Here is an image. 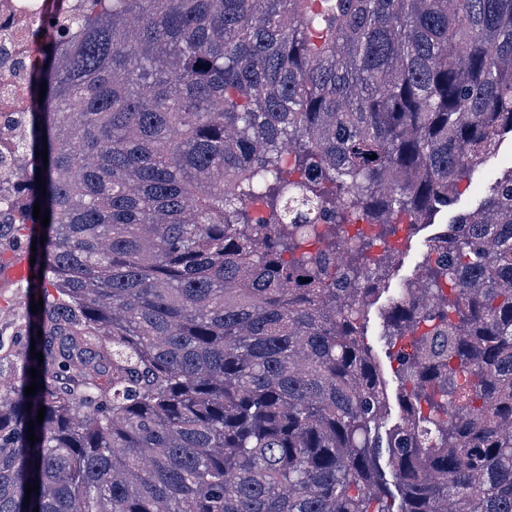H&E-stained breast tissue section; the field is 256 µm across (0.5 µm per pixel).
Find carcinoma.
<instances>
[{"instance_id":"1","label":"carcinoma","mask_w":512,"mask_h":512,"mask_svg":"<svg viewBox=\"0 0 512 512\" xmlns=\"http://www.w3.org/2000/svg\"><path fill=\"white\" fill-rule=\"evenodd\" d=\"M48 46L0 140V254L50 216L0 512H512V166L386 312L384 437L396 251L330 264L512 137V0H90ZM397 292L390 289L383 294L378 301L368 309V314L364 324L365 341L371 346L376 359L381 365L389 392L393 398L399 393L400 382L394 368L388 358V349L386 344L381 340L380 335L383 329L385 312L391 304L392 298H395Z\"/></svg>"}]
</instances>
